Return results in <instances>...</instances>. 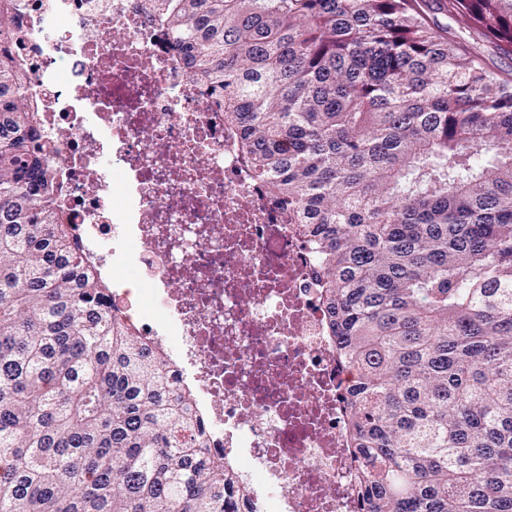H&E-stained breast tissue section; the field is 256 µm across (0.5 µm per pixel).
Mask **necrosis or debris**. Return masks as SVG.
Wrapping results in <instances>:
<instances>
[{
	"label": "necrosis or debris",
	"mask_w": 512,
	"mask_h": 512,
	"mask_svg": "<svg viewBox=\"0 0 512 512\" xmlns=\"http://www.w3.org/2000/svg\"><path fill=\"white\" fill-rule=\"evenodd\" d=\"M57 203L263 512H364L317 261L146 0H15Z\"/></svg>",
	"instance_id": "obj_1"
}]
</instances>
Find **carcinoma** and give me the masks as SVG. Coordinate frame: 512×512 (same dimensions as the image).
<instances>
[{
  "mask_svg": "<svg viewBox=\"0 0 512 512\" xmlns=\"http://www.w3.org/2000/svg\"><path fill=\"white\" fill-rule=\"evenodd\" d=\"M315 250L366 512H512V76L427 0H147ZM512 51V0H440ZM0 46V512H258L117 314Z\"/></svg>",
  "mask_w": 512,
  "mask_h": 512,
  "instance_id": "cac0c4a2",
  "label": "carcinoma"
}]
</instances>
